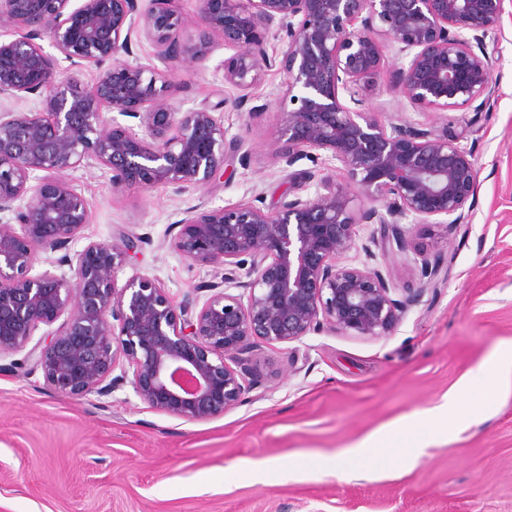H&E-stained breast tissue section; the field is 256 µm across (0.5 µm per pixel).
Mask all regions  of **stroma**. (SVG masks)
<instances>
[{"label": "stroma", "instance_id": "35a3bbf8", "mask_svg": "<svg viewBox=\"0 0 512 512\" xmlns=\"http://www.w3.org/2000/svg\"><path fill=\"white\" fill-rule=\"evenodd\" d=\"M495 60L496 94L487 112H423L394 91L397 60L388 63L367 107L383 119L456 134L466 141L478 188L468 201L466 230L408 225L411 248L382 267L396 287L419 282L421 255L442 254L448 277L425 290L386 335L332 330L287 344H261L250 368L259 384L223 416L189 422L156 412L127 383L111 394H56L24 353L0 358V512H512V390L487 403L477 373L498 343L512 340V0L487 39ZM224 50L179 69L171 103L178 111L222 105L229 153L224 175L204 186L160 185L114 191L108 175L78 168L69 179L91 220L84 240L139 237L118 283L144 275L175 300L220 277L216 266L190 263L170 246L187 211L233 206L261 197L267 208L313 195L319 177L344 179L309 159L276 157V123L287 111L285 75L267 71L250 91V118L224 84ZM458 407L430 417L448 392ZM412 417L409 431L396 422ZM381 433L397 456L419 439L439 443L412 468H382L370 458L363 473L342 469L271 474L256 481L248 463L284 459L343 460L347 449Z\"/></svg>", "mask_w": 512, "mask_h": 512}]
</instances>
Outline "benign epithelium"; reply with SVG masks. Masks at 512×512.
I'll return each instance as SVG.
<instances>
[{
	"mask_svg": "<svg viewBox=\"0 0 512 512\" xmlns=\"http://www.w3.org/2000/svg\"><path fill=\"white\" fill-rule=\"evenodd\" d=\"M141 2L0 0V24L24 31L0 40V100L40 98L36 111L0 109V213L12 214L0 221V356L26 352L61 396L109 394L127 380L150 408L204 422L241 402L250 384L229 362L244 365L258 343H290L324 328L382 336L447 277V258L424 254L419 287L395 299L379 267L340 262L359 224L384 226L383 257L408 250L402 224L410 218L466 227L477 190L462 144L475 119L450 138L386 123L365 96L393 48L401 57L396 90L414 107L483 111L496 92L486 39L500 27L503 0H196L192 17L175 0ZM185 25L198 35L181 47L175 35ZM274 29L284 33L279 61L267 49ZM42 37L70 63L68 76L57 77L58 59L37 43ZM142 37L163 67L125 60ZM218 40L233 51L224 84L241 92L237 105L266 71L278 65L286 75L292 108L277 158L289 166L303 157L334 162L346 181L324 176L314 195L275 209L257 205L258 197L188 211L171 247L224 273L179 302L144 276L117 287L118 270L138 247L132 235L87 242L71 278L30 275L42 255L83 238L90 223L69 172L97 167L121 191L203 186L224 171L217 107L177 112L169 103L179 64L205 61ZM90 64L101 71L86 85L79 73ZM112 110L139 119L143 131L105 120ZM356 193L365 199L357 212Z\"/></svg>",
	"mask_w": 512,
	"mask_h": 512,
	"instance_id": "obj_1",
	"label": "benign epithelium"
}]
</instances>
